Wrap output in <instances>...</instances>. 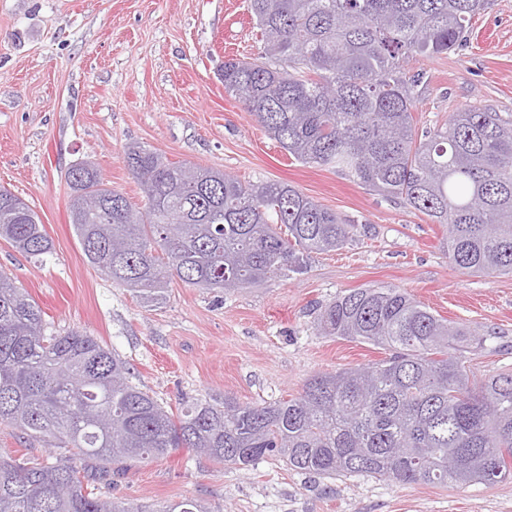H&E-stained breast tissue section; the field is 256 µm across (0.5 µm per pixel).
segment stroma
Listing matches in <instances>:
<instances>
[{
    "mask_svg": "<svg viewBox=\"0 0 512 512\" xmlns=\"http://www.w3.org/2000/svg\"><path fill=\"white\" fill-rule=\"evenodd\" d=\"M257 38L248 0H0V187L37 213L53 242L52 254L27 258L0 240V270L42 308L46 335L97 337L169 409L211 394L261 404L297 395L314 375L388 357L318 334L314 319L336 295L393 286L484 334L468 358L474 379L512 370V276L454 270L440 225L334 169L296 162L225 92V57L253 56ZM410 67L423 75L417 131L466 105L511 119L512 0H491L454 52L413 57ZM132 143L242 181L290 184L360 234L285 280L230 293L175 281L162 301L142 302L87 262L65 178L93 162L143 207L124 163ZM101 487L138 504L196 498L209 512H512L511 479L322 478L273 456L240 469L187 448L126 462Z\"/></svg>",
    "mask_w": 512,
    "mask_h": 512,
    "instance_id": "35a3bbf8",
    "label": "stroma"
}]
</instances>
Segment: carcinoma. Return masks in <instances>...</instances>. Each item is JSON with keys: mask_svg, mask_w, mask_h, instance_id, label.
<instances>
[{"mask_svg": "<svg viewBox=\"0 0 512 512\" xmlns=\"http://www.w3.org/2000/svg\"><path fill=\"white\" fill-rule=\"evenodd\" d=\"M488 0H249L260 43L228 58L224 91L303 165L334 168L446 229L449 264L512 274V121L465 107L419 134L420 74L411 58L459 45ZM124 162L144 194L134 211L92 162L71 166V220L87 261L145 300L172 281L230 292L307 270L356 240L343 221L285 183H245L132 144ZM180 225L170 234L169 225ZM0 239L28 257L52 250L37 214L0 188ZM326 336L391 355L322 373L298 396L243 405L224 395L180 414L129 380L94 336L44 334V311L0 270V423L51 439L52 462L0 454V512H207L193 499L160 508L103 499L86 463L118 468L179 448L226 465L277 454L293 470L398 484H493L512 477V371L472 383L465 353L484 337L392 286L358 288L320 308Z\"/></svg>", "mask_w": 512, "mask_h": 512, "instance_id": "obj_1", "label": "carcinoma"}]
</instances>
